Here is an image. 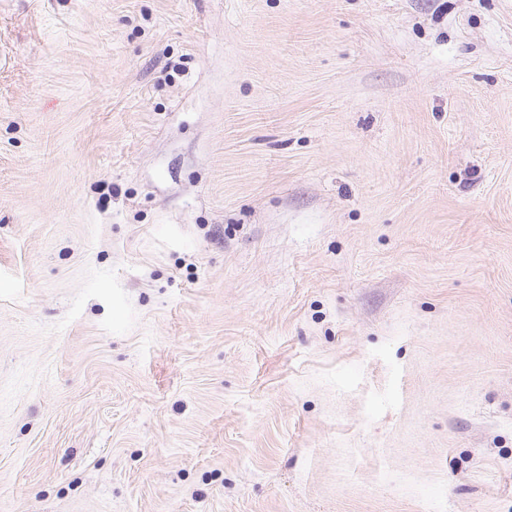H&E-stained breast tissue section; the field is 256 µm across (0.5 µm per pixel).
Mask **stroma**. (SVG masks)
<instances>
[{
    "instance_id": "obj_1",
    "label": "stroma",
    "mask_w": 512,
    "mask_h": 512,
    "mask_svg": "<svg viewBox=\"0 0 512 512\" xmlns=\"http://www.w3.org/2000/svg\"><path fill=\"white\" fill-rule=\"evenodd\" d=\"M0 512H512V0H0Z\"/></svg>"
}]
</instances>
